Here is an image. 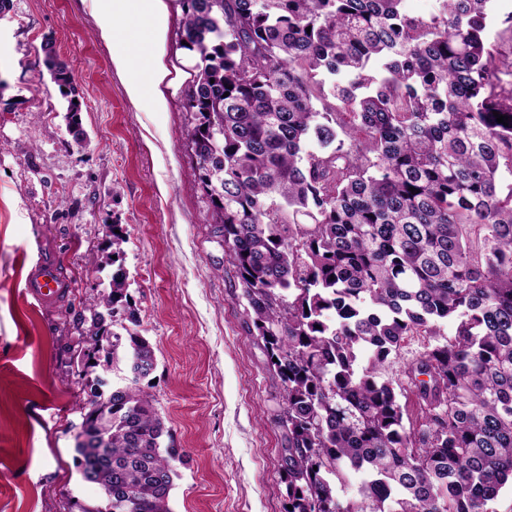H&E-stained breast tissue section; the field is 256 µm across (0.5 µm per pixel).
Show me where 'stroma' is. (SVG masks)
Listing matches in <instances>:
<instances>
[{
  "mask_svg": "<svg viewBox=\"0 0 512 512\" xmlns=\"http://www.w3.org/2000/svg\"><path fill=\"white\" fill-rule=\"evenodd\" d=\"M165 2V112L129 101L90 0H12L0 13V512H78L104 500L74 466L90 397L77 318L84 298L109 293L119 267L155 351L140 385L166 420L165 445L182 455L173 512H284L276 391L193 175L184 14L179 0ZM47 40L72 71L83 140L42 64ZM39 250L59 259L70 285L54 306L26 291Z\"/></svg>",
  "mask_w": 512,
  "mask_h": 512,
  "instance_id": "35a3bbf8",
  "label": "stroma"
}]
</instances>
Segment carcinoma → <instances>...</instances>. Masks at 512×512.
<instances>
[{
    "instance_id": "1",
    "label": "carcinoma",
    "mask_w": 512,
    "mask_h": 512,
    "mask_svg": "<svg viewBox=\"0 0 512 512\" xmlns=\"http://www.w3.org/2000/svg\"><path fill=\"white\" fill-rule=\"evenodd\" d=\"M404 2L182 0L194 175L279 387L290 512H494L512 484V12L438 0L420 17ZM42 52L79 140L69 66ZM126 301L120 268L80 318L96 444L77 443L74 463L105 495L84 512H171L176 453L139 386L155 353L112 330L138 322ZM414 336L430 342L404 379L383 377ZM108 347V368L138 359L110 398L88 378Z\"/></svg>"
}]
</instances>
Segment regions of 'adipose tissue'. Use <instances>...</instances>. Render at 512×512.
I'll return each mask as SVG.
<instances>
[{"label": "adipose tissue", "mask_w": 512, "mask_h": 512, "mask_svg": "<svg viewBox=\"0 0 512 512\" xmlns=\"http://www.w3.org/2000/svg\"><path fill=\"white\" fill-rule=\"evenodd\" d=\"M99 36L112 47L111 65L125 77L130 101L147 105L149 111L164 112L168 101L164 92L170 72L164 62L167 39V6L164 0H93ZM133 14L145 15L152 23L146 35L131 41L117 22Z\"/></svg>", "instance_id": "obj_1"}]
</instances>
